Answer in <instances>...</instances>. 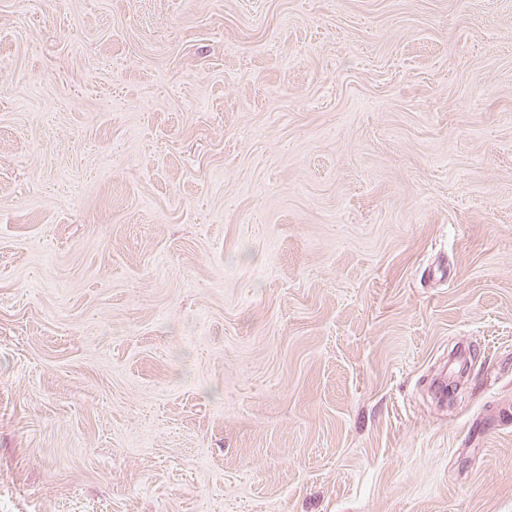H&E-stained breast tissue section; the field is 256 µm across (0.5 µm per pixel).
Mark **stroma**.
<instances>
[{
  "mask_svg": "<svg viewBox=\"0 0 512 512\" xmlns=\"http://www.w3.org/2000/svg\"><path fill=\"white\" fill-rule=\"evenodd\" d=\"M507 406L512 0H0V512H512Z\"/></svg>",
  "mask_w": 512,
  "mask_h": 512,
  "instance_id": "stroma-1",
  "label": "stroma"
}]
</instances>
